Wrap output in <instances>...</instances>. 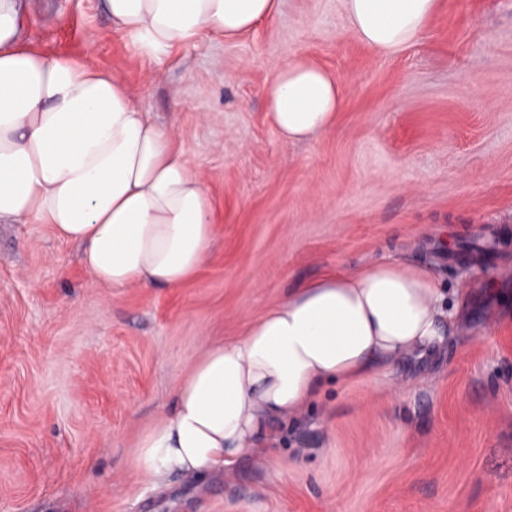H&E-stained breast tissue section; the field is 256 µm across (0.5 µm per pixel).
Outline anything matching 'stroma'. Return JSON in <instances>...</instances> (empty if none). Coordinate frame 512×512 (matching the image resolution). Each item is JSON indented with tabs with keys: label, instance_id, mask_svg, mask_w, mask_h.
<instances>
[{
	"label": "stroma",
	"instance_id": "35a3bbf8",
	"mask_svg": "<svg viewBox=\"0 0 512 512\" xmlns=\"http://www.w3.org/2000/svg\"><path fill=\"white\" fill-rule=\"evenodd\" d=\"M25 5L26 44L118 72L173 125L219 234L183 287L110 288L49 225L0 224V512H512V0H439L393 55L359 40L342 0H278L240 40L159 61L102 0ZM298 56L344 95L308 142L282 139L263 100ZM395 251L446 293L470 283L458 333L388 368L400 389L329 385L269 454L143 480L137 438L206 344Z\"/></svg>",
	"mask_w": 512,
	"mask_h": 512
}]
</instances>
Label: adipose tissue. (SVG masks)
Masks as SVG:
<instances>
[{
  "label": "adipose tissue",
  "instance_id": "1",
  "mask_svg": "<svg viewBox=\"0 0 512 512\" xmlns=\"http://www.w3.org/2000/svg\"><path fill=\"white\" fill-rule=\"evenodd\" d=\"M352 30L390 55L413 44L439 0H343ZM131 48L161 59L206 33L232 41L273 17L277 0H103ZM264 99L278 134L317 138L336 122L339 81L296 57ZM0 223L48 224L82 244L112 288H178L210 260L217 229L202 176L136 90L112 73L23 45L18 0H0ZM400 255L298 284L243 335L210 345L175 387L170 412L138 439L150 483L229 470L262 454L274 426L300 417L324 385L378 380L453 335L466 303Z\"/></svg>",
  "mask_w": 512,
  "mask_h": 512
}]
</instances>
